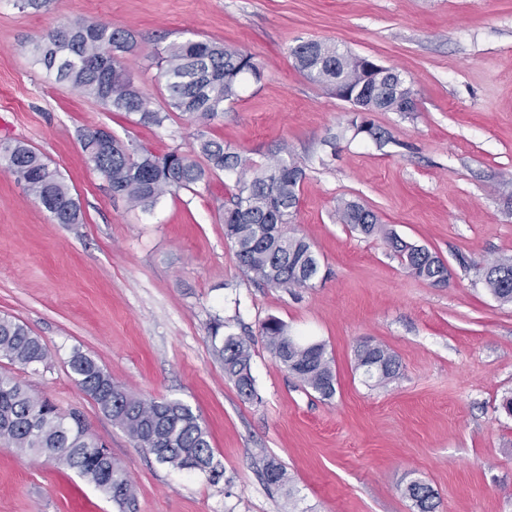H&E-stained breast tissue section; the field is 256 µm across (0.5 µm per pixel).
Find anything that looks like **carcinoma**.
<instances>
[{"label": "carcinoma", "instance_id": "obj_1", "mask_svg": "<svg viewBox=\"0 0 512 512\" xmlns=\"http://www.w3.org/2000/svg\"><path fill=\"white\" fill-rule=\"evenodd\" d=\"M135 47L133 34L122 28L89 19L57 26L34 48L36 61L75 89L101 102L111 112L138 116L142 125L160 127L169 113L178 112L199 127L208 126L223 114L224 106L238 99L240 79L249 75L261 81L263 72L254 57L244 51L207 40L171 43L156 52L159 76L167 92V110L154 108L128 71L123 54ZM297 67L309 79L328 87L336 98L349 102L356 112H412V89L400 71L373 60L340 50L336 45L307 40L291 49ZM101 130L82 135L81 146L94 168L107 180L113 194L133 207L148 210L177 189L208 183L210 175L235 176V192L224 206V236L233 243L239 269L273 288H306L320 271L319 259L304 238L288 233L295 223L300 187L305 171L288 146L279 148L275 162L260 167L241 150L197 135L198 162L174 149L163 155L112 139L102 147ZM0 164L24 184L58 224H80L81 207L59 170L44 156L23 143L0 144ZM336 220L366 236L381 235L394 256L409 273L435 284L449 276L447 264L428 248L408 242L382 224L370 208L354 201L336 209ZM490 294L512 303V256L491 263L485 274ZM260 335L273 357L300 382L325 399L336 392L335 378L325 345L288 342L287 326L270 317L260 325ZM216 352L224 375L240 395H256L250 367V346L232 334L224 336ZM47 347L16 320L0 318V360L18 370L44 363ZM383 363L375 375L383 384L393 378L399 363L378 346L368 353L363 345L355 351L356 368L374 361ZM68 366L81 389L103 414L119 426L155 459L173 469L218 474L210 436L199 415L179 400L143 399L130 395L92 357L74 353ZM0 439L21 453L41 456L50 448H65L58 458L92 483L127 512H135L134 486L121 467H110V451L94 438L80 416L63 414L10 372L0 373ZM267 484H283L285 472L273 459L266 461ZM403 494L420 512H435L432 488L421 480L410 481Z\"/></svg>", "mask_w": 512, "mask_h": 512}]
</instances>
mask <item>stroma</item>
<instances>
[{"mask_svg": "<svg viewBox=\"0 0 512 512\" xmlns=\"http://www.w3.org/2000/svg\"><path fill=\"white\" fill-rule=\"evenodd\" d=\"M93 18L129 29L124 62L156 108L166 106L154 52L211 40L251 53L260 83L207 127L268 163L288 146L305 168L290 230L320 273L285 291L238 268L221 214L224 173L164 196L153 210L113 196L80 143L104 128L156 154L193 153L197 129L108 111L58 81L33 48L53 27ZM326 40L396 68L415 109L360 113L311 81L292 47ZM21 140L57 166L84 215L59 224L0 168V317L49 351L22 375L62 412H79L132 481L137 512H418L414 478L437 512H512V304L485 288L489 263L512 255V0H0V142ZM374 210L402 238L448 265L446 287L410 275L385 241L338 223L340 201ZM283 321L323 342L336 378L324 399L269 353L259 328ZM247 339L256 398L224 375L211 325ZM365 340L400 363L372 386L355 367ZM81 351L130 394L178 399L206 426L222 475L171 469L138 448L76 384ZM280 462L288 488L264 481ZM0 512H120L75 470L0 442ZM403 494L415 502L420 512H435L437 503L432 488L422 480L410 481L403 490Z\"/></svg>", "mask_w": 512, "mask_h": 512, "instance_id": "stroma-1", "label": "stroma"}]
</instances>
